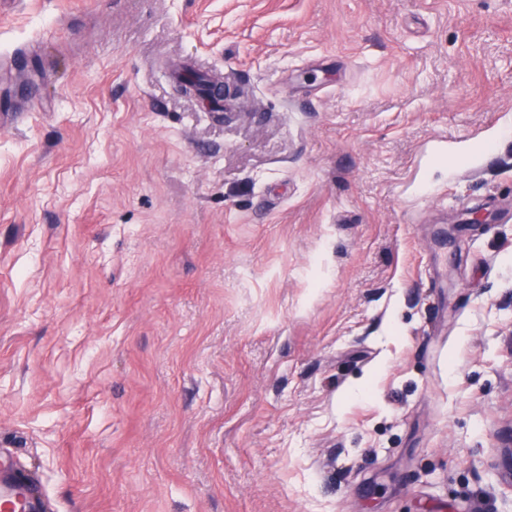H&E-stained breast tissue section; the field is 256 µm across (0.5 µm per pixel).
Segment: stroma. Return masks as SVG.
Returning <instances> with one entry per match:
<instances>
[{
  "label": "stroma",
  "instance_id": "obj_1",
  "mask_svg": "<svg viewBox=\"0 0 512 512\" xmlns=\"http://www.w3.org/2000/svg\"><path fill=\"white\" fill-rule=\"evenodd\" d=\"M0 452L59 512H512V0H0Z\"/></svg>",
  "mask_w": 512,
  "mask_h": 512
}]
</instances>
